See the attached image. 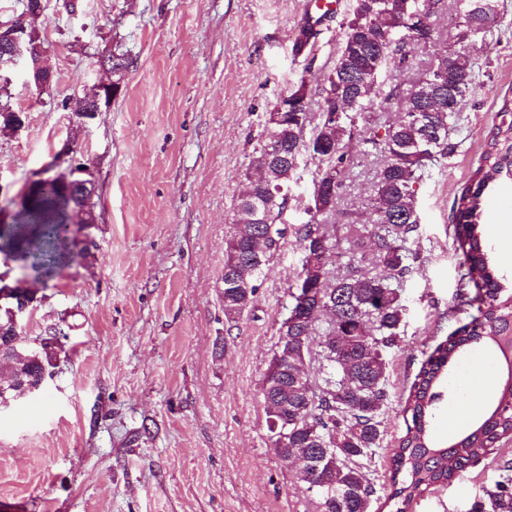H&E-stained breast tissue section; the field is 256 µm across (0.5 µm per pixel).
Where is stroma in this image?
<instances>
[{
  "label": "stroma",
  "mask_w": 512,
  "mask_h": 512,
  "mask_svg": "<svg viewBox=\"0 0 512 512\" xmlns=\"http://www.w3.org/2000/svg\"><path fill=\"white\" fill-rule=\"evenodd\" d=\"M47 0L36 21L53 73L36 91L11 73L19 132L0 133V209L17 212L46 173L86 165L93 224L74 211L66 261L42 282L7 254L0 275L36 292L20 336L34 347L61 335L44 389L0 407V503L22 512H315L311 493L268 440L261 393L299 253L287 243L241 317L224 315V237L235 219L252 143L276 99L320 87L343 39L352 0L316 24L311 49L293 42L306 0ZM487 42L471 49L477 92L454 152L421 184V263L406 285L409 311L392 356L382 448L365 469L388 484L404 423L405 389L433 337L447 335L459 259L448 234L457 190L470 178L504 101H512V0ZM120 42L131 64L121 94L81 120L64 99L110 81L95 48ZM71 155H62L64 144ZM484 233L512 289V199L490 200ZM494 463L427 490L410 512H467Z\"/></svg>",
  "instance_id": "obj_1"
}]
</instances>
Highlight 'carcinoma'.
<instances>
[{"label": "carcinoma", "mask_w": 512, "mask_h": 512, "mask_svg": "<svg viewBox=\"0 0 512 512\" xmlns=\"http://www.w3.org/2000/svg\"><path fill=\"white\" fill-rule=\"evenodd\" d=\"M376 2L380 11L373 23L362 0H354L327 72L330 79L319 88V112L304 111L290 90L281 101L288 119L265 123L267 134L254 144L251 162L277 145L282 158L270 165L267 185L239 197L225 239L224 281L245 278L250 284L222 289L224 315L234 319L249 309L266 268L286 242L280 216L299 169L310 162L316 166L307 202L315 213L292 232L301 269L287 315L296 323L288 330V342L277 341L264 375L277 383L271 397L264 398L266 423L288 417L286 442L272 433L271 447L283 459L298 454L307 460L298 480L314 495L316 512H370L376 490L365 477L364 461L383 440L389 358L402 341L408 313L403 284L420 259L411 248L420 236L418 189L432 166L456 147L452 135L473 90L468 50L486 42L500 17V0H455L457 11L470 12L472 29L455 28L454 44L461 50L446 59L444 87H432L429 66L402 97L385 85L412 68L418 44L399 25V0ZM415 3L433 25L447 10L446 0ZM100 62L112 63L119 79L129 66L118 44ZM368 68L386 76L375 89L356 85ZM333 99L343 108L334 121L326 114ZM394 104L402 107L404 120L382 123L378 113ZM352 143L363 155L380 156L382 163L367 210L346 211L338 223L337 207L353 166L346 148ZM510 179L512 123L492 132L478 167L452 201L448 231L460 275L449 313L465 315V323L435 338L401 405L405 431L389 459L392 483L386 498L395 512H408L426 490L450 483L512 440V391L501 384L485 412L454 442L434 434L448 395L466 394L452 382L462 360L478 349L492 350L499 381L512 363V297L502 291L481 224L487 195ZM93 195L92 188L67 195L52 187L25 198L14 224L0 232V251L49 275L65 256L69 236L63 226L70 223L71 210L85 209L93 218ZM315 242L329 257L349 252L343 269L327 262L323 277L309 276L307 246ZM12 331L10 304L0 302V404L44 369L56 367L61 350L57 334L50 333L25 351ZM469 512H512L511 467H502L494 485L479 490Z\"/></svg>", "instance_id": "carcinoma-1"}]
</instances>
